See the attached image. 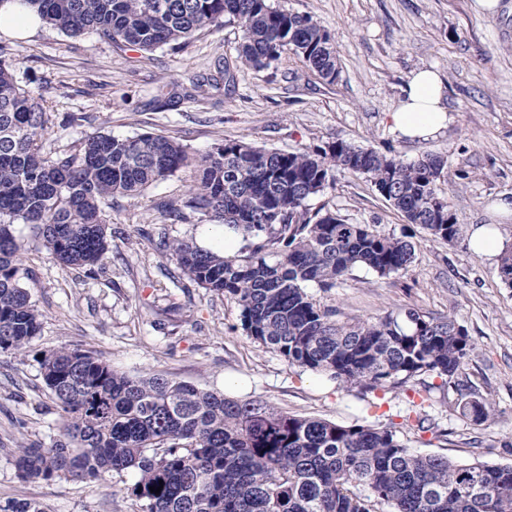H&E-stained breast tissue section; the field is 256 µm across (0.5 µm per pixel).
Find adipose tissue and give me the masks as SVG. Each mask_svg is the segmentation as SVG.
<instances>
[{"instance_id":"1","label":"adipose tissue","mask_w":512,"mask_h":512,"mask_svg":"<svg viewBox=\"0 0 512 512\" xmlns=\"http://www.w3.org/2000/svg\"><path fill=\"white\" fill-rule=\"evenodd\" d=\"M389 117L392 129L411 140L427 139L446 129V84L440 75L431 69L413 72Z\"/></svg>"}]
</instances>
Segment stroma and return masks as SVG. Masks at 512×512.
<instances>
[{
  "instance_id": "1",
  "label": "stroma",
  "mask_w": 512,
  "mask_h": 512,
  "mask_svg": "<svg viewBox=\"0 0 512 512\" xmlns=\"http://www.w3.org/2000/svg\"><path fill=\"white\" fill-rule=\"evenodd\" d=\"M277 7L313 17L335 39L340 72L327 83L301 58L284 55L256 72L236 60V24L206 28L178 46L144 54L116 47L95 31L69 36L51 27L28 38L8 37L14 76L40 97L52 122L45 152L73 151L85 136L124 138L153 132L200 156L229 138L293 151L343 140L407 161L441 154L447 169L440 194L465 231L495 230L512 247V221L490 206L512 198V0L494 14L479 0H274ZM230 78L193 98L197 80L219 60ZM436 69L445 81L452 121L436 138L419 141L393 133L388 114L412 72ZM193 180L184 169L133 197L108 198L112 251L93 269L54 261L27 224L15 227L31 271L32 301L42 312L40 333L27 356L0 354V504L29 500L45 512H141L128 488L134 472L95 479L20 478L18 448L59 439L60 410L45 388L39 353L79 346L130 375L161 373L195 387L239 399L268 402L288 413L394 427L408 448L470 464L512 463V288L494 256L474 253L466 239L448 244L407 223L367 178L335 171L311 209L336 211L353 224H374L410 240L415 258L407 271L381 278L358 268L324 292L307 291L336 307L343 321H371L412 308L426 316H454L475 349L465 364L475 394L496 410L476 425L448 410L449 395L435 388L426 409L444 437L405 423L410 405L399 390L347 387L324 374L289 366L277 352L242 330L239 307L185 278L159 237L197 238L195 215L173 221L160 204L185 196Z\"/></svg>"
}]
</instances>
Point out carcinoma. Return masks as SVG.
Segmentation results:
<instances>
[{
	"instance_id": "obj_1",
	"label": "carcinoma",
	"mask_w": 512,
	"mask_h": 512,
	"mask_svg": "<svg viewBox=\"0 0 512 512\" xmlns=\"http://www.w3.org/2000/svg\"><path fill=\"white\" fill-rule=\"evenodd\" d=\"M20 2L62 32L92 29L143 52L234 22L242 31L236 60L254 71L290 52L329 83L338 74L331 33L270 0ZM47 123L42 104L17 85L9 48L0 43V352L26 354L42 324L14 225H31L58 262L96 266L112 249L101 200L133 196L192 163L197 175L188 194L162 210L179 218L188 210L248 244L232 256L192 239L162 246L198 287L236 301L255 343L291 367L366 391L389 385L425 402L432 386L411 384L421 375L462 391L474 345L455 318L408 309L370 322L340 321L336 309L306 291L313 284L328 292L356 268L388 277L414 261L407 240L310 210L308 201L333 185L335 169L368 178L410 223L458 242L464 224L457 213L432 206L443 157L408 162L343 140L285 152L226 139L194 160L184 145L155 133L89 135L74 153L52 156L40 144ZM500 277L512 288V248L500 256ZM39 364L62 411L61 439L19 449L23 479L132 470L130 491L142 512H512V464H460L411 451L387 426L339 425L163 375L129 376L79 347L45 353ZM449 409L478 425L492 412L484 398ZM158 486L159 493L150 491Z\"/></svg>"
}]
</instances>
